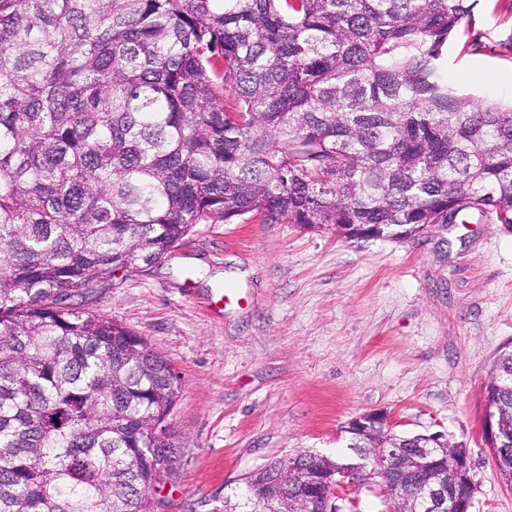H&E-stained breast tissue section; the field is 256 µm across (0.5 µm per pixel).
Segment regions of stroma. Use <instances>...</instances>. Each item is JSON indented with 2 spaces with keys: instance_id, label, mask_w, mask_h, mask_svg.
Listing matches in <instances>:
<instances>
[{
  "instance_id": "stroma-1",
  "label": "stroma",
  "mask_w": 512,
  "mask_h": 512,
  "mask_svg": "<svg viewBox=\"0 0 512 512\" xmlns=\"http://www.w3.org/2000/svg\"><path fill=\"white\" fill-rule=\"evenodd\" d=\"M512 16L479 0L467 53L446 74L479 99L512 100ZM236 302L217 308L225 288ZM86 308L166 359L180 395L156 512H224L226 488L270 461L350 455L340 429L367 412L403 435L466 449L471 512H512L482 438L483 390L512 351V229L472 217L419 237L348 240L288 222L199 224L152 267L92 289Z\"/></svg>"
}]
</instances>
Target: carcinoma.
Listing matches in <instances>:
<instances>
[{
	"label": "carcinoma",
	"mask_w": 512,
	"mask_h": 512,
	"mask_svg": "<svg viewBox=\"0 0 512 512\" xmlns=\"http://www.w3.org/2000/svg\"><path fill=\"white\" fill-rule=\"evenodd\" d=\"M474 4L0 0V512H154L178 380L73 298L195 225L512 224V104L445 73ZM484 403L512 449V351Z\"/></svg>",
	"instance_id": "1"
}]
</instances>
